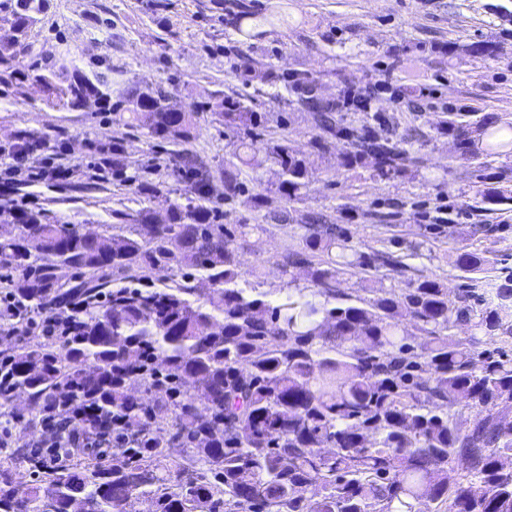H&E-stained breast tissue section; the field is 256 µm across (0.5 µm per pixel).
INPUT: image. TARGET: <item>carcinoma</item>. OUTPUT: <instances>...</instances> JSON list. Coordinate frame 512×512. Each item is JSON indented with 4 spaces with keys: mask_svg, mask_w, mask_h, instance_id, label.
<instances>
[{
    "mask_svg": "<svg viewBox=\"0 0 512 512\" xmlns=\"http://www.w3.org/2000/svg\"><path fill=\"white\" fill-rule=\"evenodd\" d=\"M44 0H12L6 49L38 22ZM52 90L76 109L101 98L77 79ZM131 113L171 140L193 113L161 91L132 86ZM224 126L260 141L262 116L237 97L219 103ZM321 125L346 139V166L372 158L391 179L406 159L399 142L370 126L333 127L330 108L312 103ZM280 167L277 190L295 197L302 161L278 141L265 144ZM178 173L195 205L174 203L165 224L133 236L89 238L76 224L29 213L0 238V269L21 316L0 322L14 343L0 348V512H512V276L487 295L456 298L436 279L353 296L340 273L391 262L383 252L345 260L350 236L315 224L305 258L340 250L311 267L312 287L273 305L243 286L246 271L195 158ZM474 252L461 271H482ZM202 274L211 288L191 285ZM64 331L25 341L34 316L69 309ZM460 322L468 336H453ZM421 336H416V333ZM197 392L192 393L187 384ZM22 391L27 406L15 395ZM476 409L465 429L455 406ZM87 410L112 419V447L63 448L53 463L12 440L14 427L49 426ZM25 469L29 480L18 478Z\"/></svg>",
    "mask_w": 512,
    "mask_h": 512,
    "instance_id": "1",
    "label": "carcinoma"
}]
</instances>
